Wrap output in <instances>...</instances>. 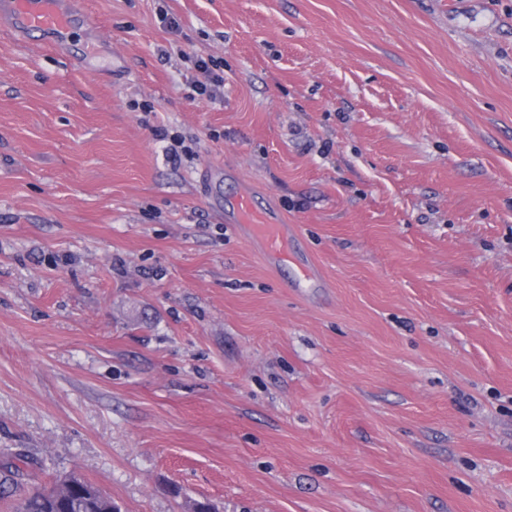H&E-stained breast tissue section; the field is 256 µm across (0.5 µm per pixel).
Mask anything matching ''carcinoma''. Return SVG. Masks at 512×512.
<instances>
[{"label":"carcinoma","instance_id":"obj_1","mask_svg":"<svg viewBox=\"0 0 512 512\" xmlns=\"http://www.w3.org/2000/svg\"><path fill=\"white\" fill-rule=\"evenodd\" d=\"M26 463L20 451L5 448L0 452V499L11 496L16 475ZM15 512H120V508L94 483L70 474L48 489L23 497Z\"/></svg>","mask_w":512,"mask_h":512}]
</instances>
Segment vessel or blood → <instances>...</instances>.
<instances>
[{"label":"vessel or blood","mask_w":512,"mask_h":512,"mask_svg":"<svg viewBox=\"0 0 512 512\" xmlns=\"http://www.w3.org/2000/svg\"><path fill=\"white\" fill-rule=\"evenodd\" d=\"M78 8V0H0V14L8 17L11 32L21 39L36 32L45 40H58L80 20ZM236 219L264 241L268 252L287 258L281 225L269 213L255 209L247 194L237 197Z\"/></svg>","instance_id":"1"}]
</instances>
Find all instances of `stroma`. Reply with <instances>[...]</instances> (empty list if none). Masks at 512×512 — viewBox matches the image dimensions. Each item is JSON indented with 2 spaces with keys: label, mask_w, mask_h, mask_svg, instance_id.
I'll list each match as a JSON object with an SVG mask.
<instances>
[{
  "label": "stroma",
  "mask_w": 512,
  "mask_h": 512,
  "mask_svg": "<svg viewBox=\"0 0 512 512\" xmlns=\"http://www.w3.org/2000/svg\"><path fill=\"white\" fill-rule=\"evenodd\" d=\"M86 2L0 26V512H512V0ZM79 5L82 2L76 0H2L0 14L9 18V28L19 40L36 32L47 41H57L84 20ZM194 70L202 77L189 83L187 98L192 101L214 102L224 98V76L220 71L221 63L213 57L196 56L193 60ZM236 219L239 224H247L264 241L268 252L281 260L288 258L281 224H277L268 212L255 209L247 194L242 193L237 197ZM0 499L11 496L16 475L27 463V457L21 451L5 448L0 452ZM68 480L74 482L69 486ZM16 512H120L119 506L94 483L76 476L60 478L48 489L23 497Z\"/></svg>",
  "instance_id": "1"
}]
</instances>
